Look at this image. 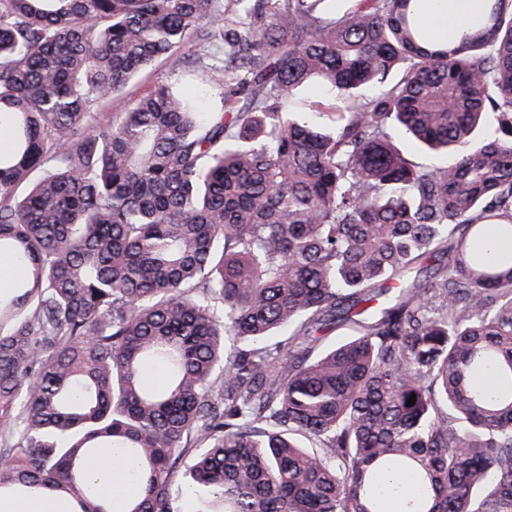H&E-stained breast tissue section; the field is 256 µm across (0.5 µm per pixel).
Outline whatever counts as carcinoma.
<instances>
[{"label":"carcinoma","mask_w":512,"mask_h":512,"mask_svg":"<svg viewBox=\"0 0 512 512\" xmlns=\"http://www.w3.org/2000/svg\"><path fill=\"white\" fill-rule=\"evenodd\" d=\"M248 2L0 0V494L110 512L120 448L124 512H181L186 461L197 512H389L395 477L411 512H512V0L452 41L416 0ZM193 39L220 105L99 112ZM395 144L406 153L412 162L416 164L424 166H438L445 161L444 157L424 151L405 140L396 139ZM105 454L110 459L108 466L89 474L90 479L97 484L98 489L105 497L111 499L114 498L118 490L127 494L136 492L137 487L131 480L127 464L117 450L107 448Z\"/></svg>","instance_id":"cac0c4a2"}]
</instances>
